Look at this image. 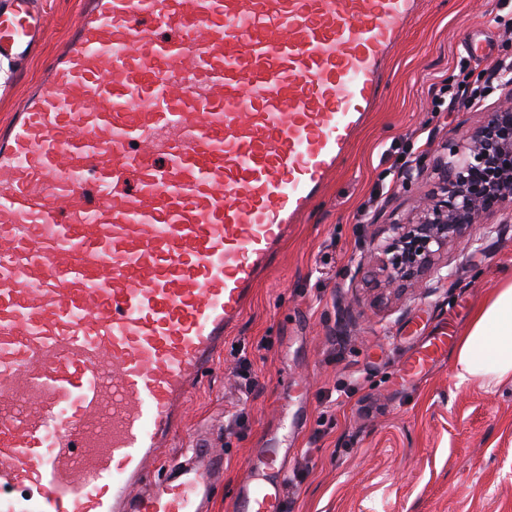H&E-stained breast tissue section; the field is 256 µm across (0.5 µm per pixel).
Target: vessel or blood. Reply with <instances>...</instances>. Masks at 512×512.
I'll return each mask as SVG.
<instances>
[{
  "label": "vessel or blood",
  "mask_w": 512,
  "mask_h": 512,
  "mask_svg": "<svg viewBox=\"0 0 512 512\" xmlns=\"http://www.w3.org/2000/svg\"><path fill=\"white\" fill-rule=\"evenodd\" d=\"M420 0H83L0 130V512H207L224 457L149 468L384 99ZM0 11V58L43 44ZM433 326L399 371L441 362ZM278 443L230 512H282Z\"/></svg>",
  "instance_id": "vessel-or-blood-1"
}]
</instances>
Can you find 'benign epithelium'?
Listing matches in <instances>:
<instances>
[{
    "instance_id": "7a95c632",
    "label": "benign epithelium",
    "mask_w": 512,
    "mask_h": 512,
    "mask_svg": "<svg viewBox=\"0 0 512 512\" xmlns=\"http://www.w3.org/2000/svg\"><path fill=\"white\" fill-rule=\"evenodd\" d=\"M508 96L483 122L467 132L432 167L444 195L418 201L415 224H388L378 244L388 283L416 288L437 269L448 252L467 244L469 228L490 211L512 212V81Z\"/></svg>"
}]
</instances>
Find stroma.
Returning a JSON list of instances; mask_svg holds the SVG:
<instances>
[{
  "instance_id": "stroma-1",
  "label": "stroma",
  "mask_w": 512,
  "mask_h": 512,
  "mask_svg": "<svg viewBox=\"0 0 512 512\" xmlns=\"http://www.w3.org/2000/svg\"><path fill=\"white\" fill-rule=\"evenodd\" d=\"M49 40L27 63L8 62L0 120L24 97L78 18L80 0H43ZM490 47L471 57L469 41ZM512 55V0H424L387 69L383 108L358 136L325 198L288 237L260 281L218 368L185 405L177 450L198 441L224 452L213 512H225L251 453L274 437L288 445L284 512H512V382L457 376V348L417 381L401 363L440 318L461 336L486 295L512 276V223L496 212L469 230L444 279L401 296L374 295L356 281L376 267L371 241L406 221L415 200L437 191L422 176L380 191V174L403 150L436 155L478 125L503 93L478 106L435 112L431 100L459 69L480 75ZM429 139H420L421 130ZM251 362V395L239 360ZM295 415L283 427L284 414ZM246 424L239 435L228 426Z\"/></svg>"
}]
</instances>
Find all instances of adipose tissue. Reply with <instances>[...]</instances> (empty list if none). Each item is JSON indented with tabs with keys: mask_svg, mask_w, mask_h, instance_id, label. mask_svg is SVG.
Returning <instances> with one entry per match:
<instances>
[{
	"mask_svg": "<svg viewBox=\"0 0 512 512\" xmlns=\"http://www.w3.org/2000/svg\"><path fill=\"white\" fill-rule=\"evenodd\" d=\"M457 363L464 380H512V280L481 303L459 340Z\"/></svg>",
	"mask_w": 512,
	"mask_h": 512,
	"instance_id": "ef3b65f1",
	"label": "adipose tissue"
}]
</instances>
